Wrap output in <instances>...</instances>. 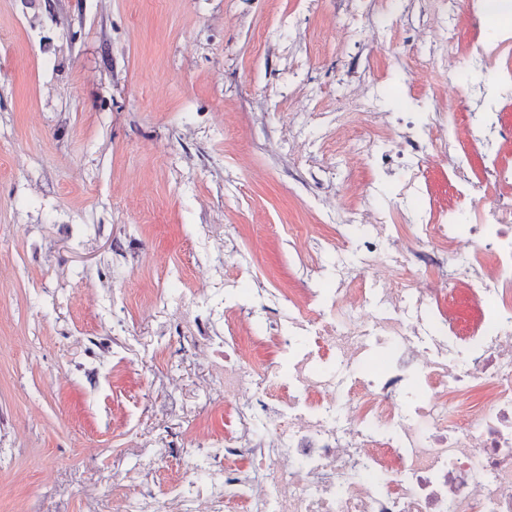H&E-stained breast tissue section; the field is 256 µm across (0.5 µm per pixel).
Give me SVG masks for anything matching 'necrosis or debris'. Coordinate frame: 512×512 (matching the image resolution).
<instances>
[{"instance_id":"obj_1","label":"necrosis or debris","mask_w":512,"mask_h":512,"mask_svg":"<svg viewBox=\"0 0 512 512\" xmlns=\"http://www.w3.org/2000/svg\"><path fill=\"white\" fill-rule=\"evenodd\" d=\"M470 67L485 79L466 134L489 149L512 79L494 76L486 42L472 46ZM355 101L390 133L392 159L415 180L458 135L440 112L378 111L371 86L358 88ZM348 222L361 230L364 263L344 272L336 295L299 309L279 337L297 362L277 415L266 401L276 371L252 359L219 365V401L234 410L236 433L214 450L206 491L196 486L203 459L190 441L181 451L186 474L163 497L141 495L125 512L167 504L174 512H512V199L494 200L477 224L461 209L419 219L406 237L366 205ZM463 285L477 310L468 323L440 307ZM340 314L349 330L340 329ZM370 332L388 336L396 353L374 377L352 373L339 394L322 363L330 354L360 360ZM447 345L456 358L438 361L433 348ZM417 379L428 392L411 406ZM473 383L486 388L477 408L455 397Z\"/></svg>"}]
</instances>
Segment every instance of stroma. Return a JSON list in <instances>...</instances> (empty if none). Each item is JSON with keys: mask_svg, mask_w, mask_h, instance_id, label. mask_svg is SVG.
Returning <instances> with one entry per match:
<instances>
[{"mask_svg": "<svg viewBox=\"0 0 512 512\" xmlns=\"http://www.w3.org/2000/svg\"><path fill=\"white\" fill-rule=\"evenodd\" d=\"M493 24L457 0H0V512H119L161 493L186 439L223 447L232 419L207 410L225 336L248 324L242 354L288 370L289 316L362 260L346 183L399 236L504 194L463 134L403 200L408 171L336 137L359 82L385 110L423 98L466 128L441 56L468 69ZM215 285L202 352L175 327ZM155 350L170 378L147 377ZM141 440L168 462L113 488Z\"/></svg>", "mask_w": 512, "mask_h": 512, "instance_id": "35a3bbf8", "label": "stroma"}]
</instances>
